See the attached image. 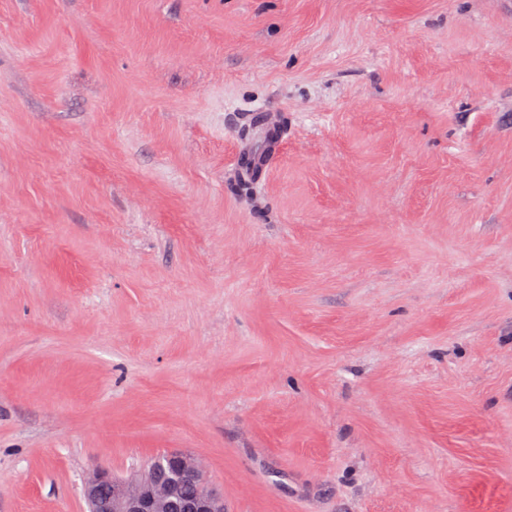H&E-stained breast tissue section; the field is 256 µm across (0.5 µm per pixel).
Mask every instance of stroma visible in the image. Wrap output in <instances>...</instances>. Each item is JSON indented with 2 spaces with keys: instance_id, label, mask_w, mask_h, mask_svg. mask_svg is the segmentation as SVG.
Segmentation results:
<instances>
[{
  "instance_id": "obj_1",
  "label": "stroma",
  "mask_w": 512,
  "mask_h": 512,
  "mask_svg": "<svg viewBox=\"0 0 512 512\" xmlns=\"http://www.w3.org/2000/svg\"><path fill=\"white\" fill-rule=\"evenodd\" d=\"M164 452L512 512V0H0V512Z\"/></svg>"
}]
</instances>
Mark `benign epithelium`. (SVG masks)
<instances>
[{"mask_svg":"<svg viewBox=\"0 0 512 512\" xmlns=\"http://www.w3.org/2000/svg\"><path fill=\"white\" fill-rule=\"evenodd\" d=\"M166 459L172 471L179 476L202 475L200 465L191 457L169 453ZM102 484L112 485L114 512H160L161 501L170 493V487L166 484H147L141 479L116 480L103 471L95 470L85 481L84 493L88 501H94ZM192 512H224V498L211 493L196 502Z\"/></svg>","mask_w":512,"mask_h":512,"instance_id":"7a95c632","label":"benign epithelium"}]
</instances>
